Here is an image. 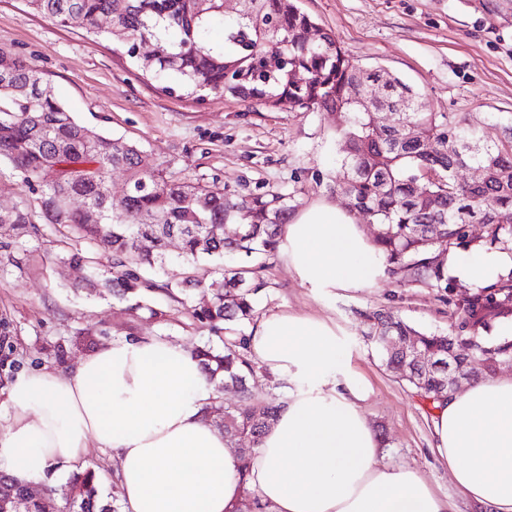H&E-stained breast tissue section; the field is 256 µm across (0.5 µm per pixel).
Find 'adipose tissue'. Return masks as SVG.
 <instances>
[{"mask_svg":"<svg viewBox=\"0 0 512 512\" xmlns=\"http://www.w3.org/2000/svg\"><path fill=\"white\" fill-rule=\"evenodd\" d=\"M281 261L314 290L368 288L386 274L359 224L320 199L282 227ZM465 284L512 273V255L447 259ZM248 334L255 358L287 377V399L240 475V452L209 420L217 397L198 358L164 338L116 339L66 375L9 381L0 471L39 484L108 450L124 512H231L240 480L269 512H455L414 469L383 461L361 404L367 389L328 318L281 307ZM435 450L457 490L482 512H512V376L471 384L437 404Z\"/></svg>","mask_w":512,"mask_h":512,"instance_id":"obj_1","label":"adipose tissue"}]
</instances>
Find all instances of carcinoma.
I'll list each match as a JSON object with an SVG mask.
<instances>
[{
    "label": "carcinoma",
    "instance_id": "obj_1",
    "mask_svg": "<svg viewBox=\"0 0 512 512\" xmlns=\"http://www.w3.org/2000/svg\"><path fill=\"white\" fill-rule=\"evenodd\" d=\"M33 13L96 37L111 34L146 76L165 82L170 93L202 101L229 92L243 101L290 112L331 111L342 117L336 133L342 157L333 182L351 208L367 213L376 225L374 244L395 286L423 284L448 290L446 254L466 241V227H486L482 247L512 252V125L503 139L488 142L483 130L445 112H431L401 79L356 64L328 32L314 43L304 39L313 26L296 0H249L241 15L224 21L214 40V21L224 15V0H24ZM107 17L112 31L98 20ZM148 39L160 50L152 64L135 55V43ZM310 75L294 82L295 71ZM40 72L26 58L0 49V164L17 171L28 189L18 206L0 211L16 238L37 224L63 236L101 245L112 256V276L90 266L87 283L107 288L123 301L152 284L146 268H164L168 237L182 244L188 264L218 262L220 278L210 282L181 270L165 271L161 288L175 289L184 304L190 290L212 289L209 301L192 306V318L212 326L215 336L195 349L206 377L217 390L232 388L238 403L224 408L217 427L240 449L243 459L256 450L281 404L254 401L251 382L273 374L254 360L246 328L259 314L258 296L268 283L260 277L277 254L280 227L294 212V196L270 191L234 199L199 182L167 177L163 164L145 163L144 151L123 142L117 153L103 151L108 138L79 122L51 86L33 78ZM396 113L392 126L377 122L375 109ZM418 130L412 140L409 133ZM481 170L477 182L458 178L461 169ZM126 175V209L112 204V171ZM80 195L96 220L67 207ZM236 225L237 236L224 235ZM458 323L449 333L420 331L400 317L373 311L369 336L389 370L407 367L402 377L421 395L438 403L448 394V352L462 347L458 368L465 372L485 354L512 357V339L488 336L493 323L512 320V274L478 286L457 307ZM416 340L415 351L390 350L384 338ZM27 492V486L0 474V512ZM56 490L30 498L27 512H57ZM65 512H120L117 501L102 497L96 470L72 474L62 489Z\"/></svg>",
    "mask_w": 512,
    "mask_h": 512
}]
</instances>
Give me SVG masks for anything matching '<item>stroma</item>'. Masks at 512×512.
I'll list each match as a JSON object with an SVG mask.
<instances>
[{"label": "stroma", "instance_id": "35a3bbf8", "mask_svg": "<svg viewBox=\"0 0 512 512\" xmlns=\"http://www.w3.org/2000/svg\"><path fill=\"white\" fill-rule=\"evenodd\" d=\"M298 5L317 24L312 39L333 33L356 63L400 77L431 111L483 126L493 139L512 123V0ZM0 47L30 60L77 120L106 137L138 143L147 162H166L174 179L239 197L285 191L300 208L319 199L348 206L342 192L327 187L340 158L335 113L288 112L228 94L198 102L163 92L112 42L59 26L32 13L23 0H0ZM0 242L10 244L13 254L0 259V383L22 371L69 370L85 354L130 333L161 336L187 349L211 334L162 290L152 294L155 308L166 315L160 323L147 310L85 287L87 264L65 258L79 251L107 269L111 258L103 248L65 238L46 224L20 240L11 227L0 228ZM262 277L269 287L260 311L287 306L335 322L352 369L370 388L362 408L389 438L384 463L417 470L437 494L455 495L459 512H474L456 496L448 467L434 451L432 404L386 370L366 339L364 319L383 309L419 329L445 332L472 286L458 282L445 292L399 288L384 278L369 288L316 294L278 259Z\"/></svg>", "mask_w": 512, "mask_h": 512}]
</instances>
